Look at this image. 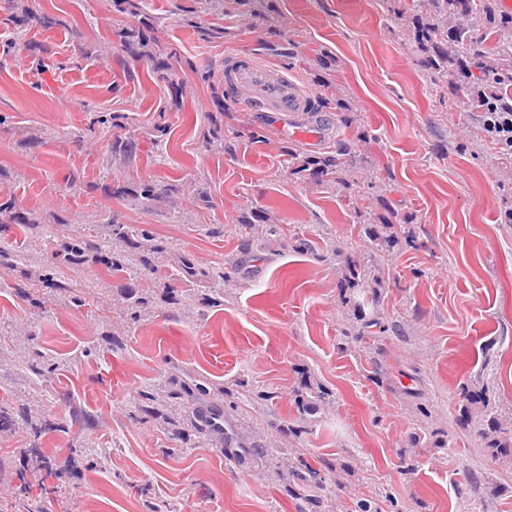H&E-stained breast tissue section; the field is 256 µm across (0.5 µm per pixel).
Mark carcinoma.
I'll use <instances>...</instances> for the list:
<instances>
[{"label":"carcinoma","instance_id":"cac0c4a2","mask_svg":"<svg viewBox=\"0 0 512 512\" xmlns=\"http://www.w3.org/2000/svg\"><path fill=\"white\" fill-rule=\"evenodd\" d=\"M112 35L117 44L137 61L147 62L155 79L174 91L173 101H178L186 94V86L177 82L173 62L180 59L177 50L161 46L152 32L156 30L157 21L145 12L144 0H111ZM9 14L4 18L5 24L14 26L23 33L36 27L61 26L59 19L50 18L30 5L29 0H9ZM221 11L223 13L242 12L253 17H263L268 21L267 34L272 41L267 50L289 58L294 55L293 46L285 35L283 25L279 24L278 11L273 0H196V6L183 10L180 22L194 29L204 40L221 39L226 35L224 28L205 24L201 14ZM396 20L408 28L413 43L421 55L420 67L431 81L446 80L457 102L472 112L486 111V97L494 95L508 103L512 101L504 88L512 86V14L504 15L498 9L497 0H423L418 8L395 7L392 9ZM478 18L485 32L496 36V44L491 49L481 51L483 75L480 81L472 80V74L463 69V60L469 53L483 43L482 37L474 33L470 25L472 18ZM331 70V61L327 53L316 56V83L321 87L324 99L323 107H336L348 126L356 122L350 115L348 101L336 94V84L327 72ZM128 116L122 112H105L89 125V130L99 125L104 128L120 129L122 133L112 135L108 152L113 158L131 159L137 155L141 138L139 134L127 128ZM287 154L294 161L295 173L318 185L350 186L351 170L340 165L334 153L306 154L294 146H286ZM180 192V186L172 183L144 180L136 188L117 184L108 188L112 197L135 202L139 199L162 202ZM0 224H18L29 229L38 225V219L29 210L17 205L10 196H0ZM104 225V237L112 241V247L103 248L94 236H76L58 245L50 256L44 260L39 279L47 285L64 292L71 291L68 284L56 276V269L63 264L84 265L96 263L109 273L129 272L130 278L147 276L155 270L154 261L166 253L168 245L157 238L156 233L142 224L131 227L125 224L120 215L114 213L101 221ZM383 228L389 233L382 235L370 232L377 253L370 256V267L379 266L383 254L391 251L397 244L398 236L394 224L389 219L382 220ZM366 269L346 261L343 281L349 288H356L359 283L371 282L373 288L382 286V278L363 276ZM124 310L131 320L139 318L141 309L147 304V297L129 290L124 297ZM211 395L210 383L193 376L186 377L179 384L163 393L153 389L138 393L135 410L141 418L147 420L160 414L159 403L182 409L180 417L174 424L181 431L197 434H216L224 430L220 417L205 419L199 416L198 405ZM463 405L460 408L462 423L473 420L474 409H479L483 417L480 432L484 447L495 450L512 448V419L505 420L487 399L486 390L472 392L467 388L461 392ZM326 400V392H303L297 396L299 421L288 433L298 439L307 431V415L317 410V402ZM30 461L39 473L45 477L54 474L51 458L40 449H30ZM285 480L289 481L294 496L309 500L310 492L325 488L326 478L320 471L306 465L292 468Z\"/></svg>","mask_w":512,"mask_h":512}]
</instances>
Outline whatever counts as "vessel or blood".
<instances>
[{
	"label": "vessel or blood",
	"mask_w": 512,
	"mask_h": 512,
	"mask_svg": "<svg viewBox=\"0 0 512 512\" xmlns=\"http://www.w3.org/2000/svg\"><path fill=\"white\" fill-rule=\"evenodd\" d=\"M224 88L243 108L259 107L286 121L288 135L310 144L318 134L298 122L309 111L313 98L294 77L279 67L263 64L250 54L231 56L224 66Z\"/></svg>",
	"instance_id": "obj_1"
}]
</instances>
